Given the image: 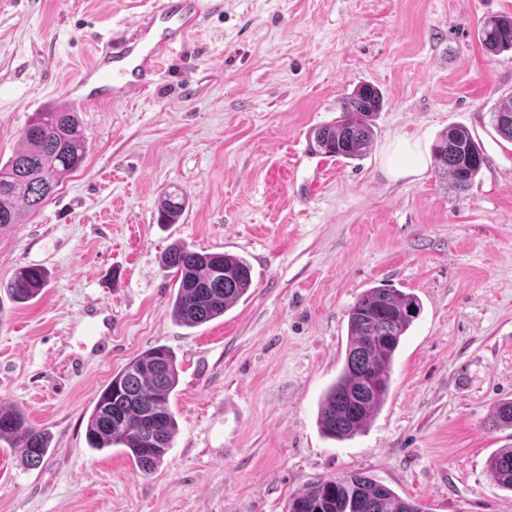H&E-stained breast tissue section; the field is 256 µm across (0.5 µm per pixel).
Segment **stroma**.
<instances>
[{
  "label": "stroma",
  "mask_w": 512,
  "mask_h": 512,
  "mask_svg": "<svg viewBox=\"0 0 512 512\" xmlns=\"http://www.w3.org/2000/svg\"><path fill=\"white\" fill-rule=\"evenodd\" d=\"M128 0H0V162L34 112L67 102L96 46L128 35ZM512 0H220L147 96L78 105L81 167L23 223L0 228V284L26 265L42 293L0 287V406L22 410L50 450L27 467L0 443V512H285L316 477L365 473L428 512H512L488 470L512 448L491 428L512 401V143L489 109L512 95V56H488L482 19ZM384 95L359 164L312 153L308 135L344 94ZM451 125L487 162L463 192L434 167L393 179L398 140L430 154ZM182 194L179 223L156 221ZM245 257L252 286L196 328L170 314L172 244ZM372 287L422 311L386 402L354 437L326 438L319 401L345 362L347 312ZM110 309L92 349L81 311ZM166 346L178 430L142 474L97 451L87 417L113 372ZM185 211V202L175 192H165L158 206V224L179 223ZM48 274L38 265L20 267L13 277L4 285L9 295L19 303L35 299L46 286Z\"/></svg>",
  "instance_id": "stroma-1"
}]
</instances>
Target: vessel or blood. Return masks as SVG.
<instances>
[{
  "label": "vessel or blood",
  "instance_id": "1",
  "mask_svg": "<svg viewBox=\"0 0 512 512\" xmlns=\"http://www.w3.org/2000/svg\"><path fill=\"white\" fill-rule=\"evenodd\" d=\"M204 0H152L128 37L99 51L72 85L83 104L126 101L153 88L165 56L184 46L204 15Z\"/></svg>",
  "mask_w": 512,
  "mask_h": 512
}]
</instances>
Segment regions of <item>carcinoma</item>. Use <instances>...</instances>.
<instances>
[{"mask_svg":"<svg viewBox=\"0 0 512 512\" xmlns=\"http://www.w3.org/2000/svg\"><path fill=\"white\" fill-rule=\"evenodd\" d=\"M479 39L485 52L512 51V15L484 20ZM383 96L361 83L342 98L336 121L313 128L312 149L346 164L362 160L375 140L373 117L382 111ZM497 132L512 142V96L491 107ZM87 141L78 112L55 105L34 113L19 136V147L0 165V227L19 224L38 209L61 180L77 170ZM431 151L439 177L458 191L466 190L481 172L486 157L480 143L462 125H452L434 140ZM185 202L174 192L160 198L157 223L177 224ZM160 266L175 270L176 292L170 300L173 319L196 328L224 316L252 285L247 259L225 252L196 251L174 244L160 256ZM45 268H19L5 284L19 303L35 299L46 286ZM421 312L419 299L396 288L364 291L349 309L345 364L318 408L321 431L345 440L364 430L386 401L394 359L403 336ZM178 384L174 353L166 347L144 351L112 375L87 418L86 440L96 450L118 447L148 474L172 448L178 424L170 396ZM493 427L512 426V401L496 406ZM0 442L22 447L24 462L39 466L48 452V437L32 427L23 411L0 408ZM496 483L512 491V448L500 449L489 461ZM287 512H425L413 500L362 473L316 477L288 500Z\"/></svg>","mask_w":512,"mask_h":512,"instance_id":"cac0c4a2","label":"carcinoma"}]
</instances>
